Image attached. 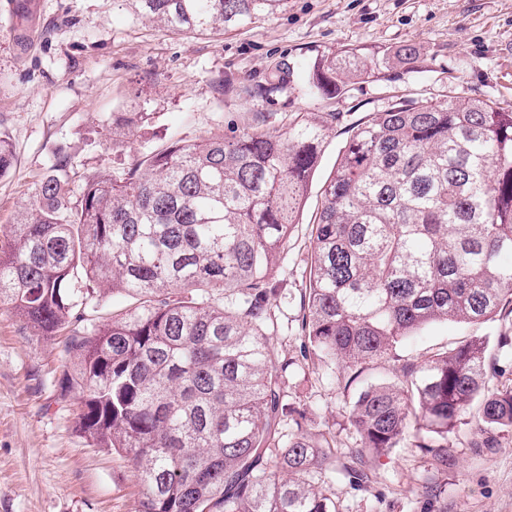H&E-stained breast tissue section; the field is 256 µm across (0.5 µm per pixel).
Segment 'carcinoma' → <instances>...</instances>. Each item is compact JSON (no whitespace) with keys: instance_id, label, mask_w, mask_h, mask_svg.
<instances>
[{"instance_id":"cac0c4a2","label":"carcinoma","mask_w":512,"mask_h":512,"mask_svg":"<svg viewBox=\"0 0 512 512\" xmlns=\"http://www.w3.org/2000/svg\"><path fill=\"white\" fill-rule=\"evenodd\" d=\"M122 2L169 32L206 35L282 0ZM342 71L368 74L358 50L315 60L313 93H338ZM149 116L112 117V144ZM328 126L313 114L284 131L176 139L118 177L59 157L0 237V305L38 336L66 333L59 399L76 398L75 429L92 446L125 457L136 512H339L332 478L365 486L408 433L437 471L466 418L490 448L512 436V383L490 386L485 336L366 385L345 412L361 447L342 458L298 420L284 386L300 359L362 369L434 323L512 315V112L414 102L351 129L314 224L300 357H279L271 274ZM14 159L0 137V176ZM106 293L143 301L97 324L86 308Z\"/></svg>"}]
</instances>
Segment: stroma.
<instances>
[{"label":"stroma","mask_w":512,"mask_h":512,"mask_svg":"<svg viewBox=\"0 0 512 512\" xmlns=\"http://www.w3.org/2000/svg\"><path fill=\"white\" fill-rule=\"evenodd\" d=\"M415 45L419 67L385 58ZM359 49L365 77L335 96L310 94V65L322 55ZM290 76L269 92L282 69ZM485 99L512 110V0H284L271 16L224 34L172 35L133 20L119 0H35L29 22L0 16V137L16 165L0 177V233L57 154L85 168H122L142 154L210 131L255 123L286 129L297 115L332 112L319 165L288 244L272 274L282 350L296 354L300 290L322 187L353 126L398 102ZM116 112H147L124 146L105 127ZM504 322L439 323L400 347L394 360L366 371L390 380L398 364L416 363L470 336L497 338ZM61 354L0 307V512H135L136 482L119 455L89 446L75 431V402L58 399ZM359 389L318 362L285 388L305 409L308 430L330 432L337 452L359 447L344 424ZM485 434L460 425L448 436L457 464L431 469L428 454L406 438L375 466L370 486L336 478L339 512H512V441L485 447ZM444 487L424 499V481Z\"/></svg>","instance_id":"1"}]
</instances>
